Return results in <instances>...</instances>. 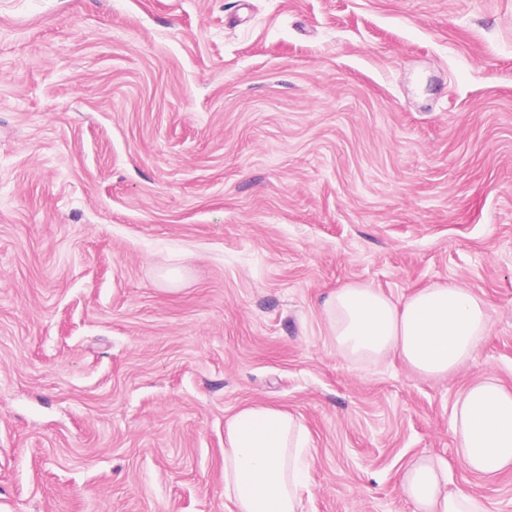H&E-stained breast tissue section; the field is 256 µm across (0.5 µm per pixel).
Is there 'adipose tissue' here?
<instances>
[{
  "label": "adipose tissue",
  "mask_w": 512,
  "mask_h": 512,
  "mask_svg": "<svg viewBox=\"0 0 512 512\" xmlns=\"http://www.w3.org/2000/svg\"><path fill=\"white\" fill-rule=\"evenodd\" d=\"M321 312L338 352L354 362L397 357L415 373L440 377L472 357L488 333L485 304L453 283L395 302L378 289L348 285L325 298ZM456 450L467 470L493 478L512 469V392L494 379L472 383L454 412ZM309 451L301 418L254 404L236 411L224 437V497L231 512H302ZM400 487L413 512H485L481 501L448 490L445 463L422 456Z\"/></svg>",
  "instance_id": "obj_1"
}]
</instances>
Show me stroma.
Segmentation results:
<instances>
[{
    "label": "stroma",
    "instance_id": "stroma-1",
    "mask_svg": "<svg viewBox=\"0 0 512 512\" xmlns=\"http://www.w3.org/2000/svg\"><path fill=\"white\" fill-rule=\"evenodd\" d=\"M456 282L457 372L355 363L320 304ZM512 390V0H0V512H228L239 408L299 415L304 512H512L453 409ZM400 487L413 512H485L477 497L448 492L447 465L429 457H419L406 467Z\"/></svg>",
    "mask_w": 512,
    "mask_h": 512
}]
</instances>
